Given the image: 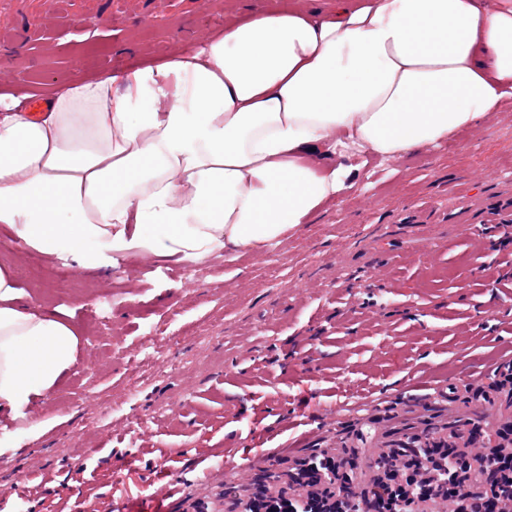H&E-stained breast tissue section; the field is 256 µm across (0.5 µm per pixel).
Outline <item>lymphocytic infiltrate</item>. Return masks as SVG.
I'll use <instances>...</instances> for the list:
<instances>
[{"label": "lymphocytic infiltrate", "instance_id": "1", "mask_svg": "<svg viewBox=\"0 0 512 512\" xmlns=\"http://www.w3.org/2000/svg\"><path fill=\"white\" fill-rule=\"evenodd\" d=\"M362 456L318 448L290 468L288 491L266 495L265 512H495L512 502V454L489 437L469 433L464 444L422 432L370 441Z\"/></svg>", "mask_w": 512, "mask_h": 512}]
</instances>
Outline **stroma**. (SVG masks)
Returning <instances> with one entry per match:
<instances>
[{"label": "stroma", "instance_id": "obj_1", "mask_svg": "<svg viewBox=\"0 0 512 512\" xmlns=\"http://www.w3.org/2000/svg\"><path fill=\"white\" fill-rule=\"evenodd\" d=\"M278 4L40 0L25 33L0 24V94L126 72ZM365 172L366 186L260 255L130 257L103 276L0 226V262L33 303L79 329L85 351L32 414L53 424L0 455V512H114L161 467L166 508L190 512L228 456L278 475L313 448L357 445L365 424L402 432L470 416L465 385L490 383L512 344V102L438 147L369 159ZM412 222L425 241H409ZM374 228L388 232L390 259L372 278ZM330 407L335 421H322Z\"/></svg>", "mask_w": 512, "mask_h": 512}]
</instances>
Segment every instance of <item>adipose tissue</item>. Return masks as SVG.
<instances>
[{
    "instance_id": "ef3b65f1",
    "label": "adipose tissue",
    "mask_w": 512,
    "mask_h": 512,
    "mask_svg": "<svg viewBox=\"0 0 512 512\" xmlns=\"http://www.w3.org/2000/svg\"><path fill=\"white\" fill-rule=\"evenodd\" d=\"M512 98V0H289L160 65L67 78L41 118L0 97V224L78 270L264 253L371 156L438 146ZM83 362L0 264V410Z\"/></svg>"
}]
</instances>
